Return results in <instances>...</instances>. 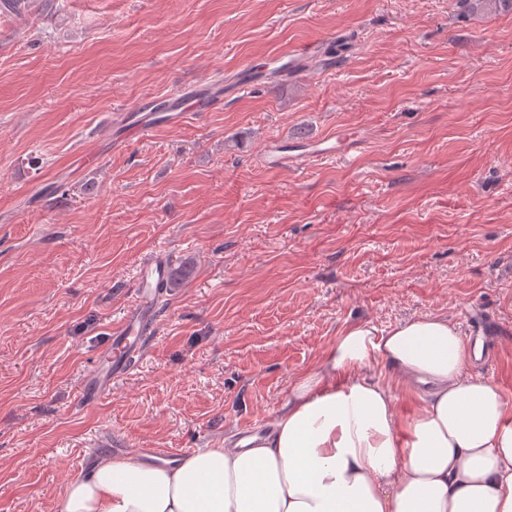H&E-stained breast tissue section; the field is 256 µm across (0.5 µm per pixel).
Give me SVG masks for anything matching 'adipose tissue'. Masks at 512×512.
<instances>
[{
  "mask_svg": "<svg viewBox=\"0 0 512 512\" xmlns=\"http://www.w3.org/2000/svg\"><path fill=\"white\" fill-rule=\"evenodd\" d=\"M380 363L426 384L410 417ZM470 364L444 316L348 325L248 447L98 461L56 512H512V403Z\"/></svg>",
  "mask_w": 512,
  "mask_h": 512,
  "instance_id": "ef3b65f1",
  "label": "adipose tissue"
}]
</instances>
